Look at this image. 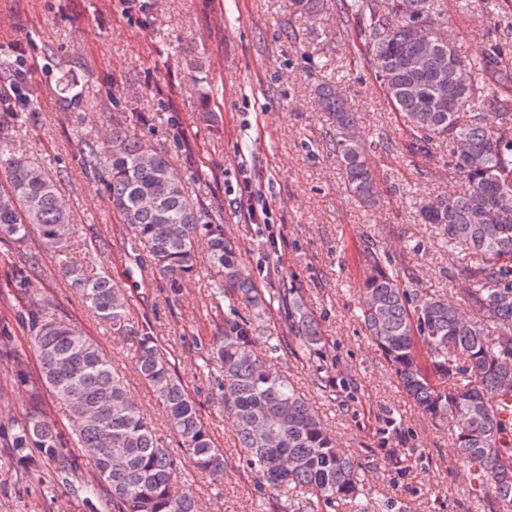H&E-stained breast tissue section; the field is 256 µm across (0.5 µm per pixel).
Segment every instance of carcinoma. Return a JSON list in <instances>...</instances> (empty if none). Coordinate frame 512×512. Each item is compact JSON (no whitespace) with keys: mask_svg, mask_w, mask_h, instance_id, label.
Wrapping results in <instances>:
<instances>
[{"mask_svg":"<svg viewBox=\"0 0 512 512\" xmlns=\"http://www.w3.org/2000/svg\"><path fill=\"white\" fill-rule=\"evenodd\" d=\"M480 8L494 18L511 11L512 0H481ZM294 9L311 24L328 12L356 22L411 155L427 158L448 143V171L461 188L415 194L410 204L434 228L440 248L466 261L463 297L456 303L411 287L409 252L390 254L373 242L356 290L359 318L402 392L430 423L450 432L482 508L512 512V96L497 97L494 112L477 107L486 80L512 87V41L496 37L478 57L461 55L438 28L445 0H294ZM414 22L424 25L426 41L414 38ZM447 66L461 81L444 99ZM187 74L206 108L203 121H215L203 62L191 57ZM315 106L331 120L328 142L347 192L375 205L379 181L369 146L349 135L355 115L334 75L323 76ZM33 117L0 112V245L20 243L32 231L40 242L39 250L21 255L10 281L26 299L14 320L27 332L39 370L10 357L14 387L25 392L30 411L0 425V440L27 467L26 477L46 497L81 493L90 512H199L193 488L180 481L183 461L201 473L224 474V449L178 374L174 351L150 321L132 322L131 295L98 266L101 255L112 254L125 262L126 281L135 286L163 278L170 308L201 269L212 282V303L227 306L212 320L208 341L200 342L195 374L232 422L240 459L257 476L258 512L274 498L298 494L316 499L320 512L338 501L350 503L352 512H374L363 496L359 462L338 446L317 407L256 350L253 318L276 304L284 326L266 338L268 353L304 361L322 392L354 397L299 289L268 287L278 274L272 265L266 276L255 275L238 242L224 233L221 215L187 194L169 151L128 119L78 138L81 165L102 184L115 232L107 239L91 229L77 259L70 201L57 179L15 144ZM45 254L55 257L56 270L92 315L112 335L130 340L135 369L162 404L177 449L157 436L98 341L32 295ZM46 392L67 407L70 426L48 418Z\"/></svg>","mask_w":512,"mask_h":512,"instance_id":"carcinoma-1","label":"carcinoma"}]
</instances>
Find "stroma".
I'll list each match as a JSON object with an SVG mask.
<instances>
[{
    "mask_svg": "<svg viewBox=\"0 0 512 512\" xmlns=\"http://www.w3.org/2000/svg\"><path fill=\"white\" fill-rule=\"evenodd\" d=\"M464 0H448L443 31L464 56H478L495 31L512 30V15L492 21ZM336 21L316 23L293 14L290 0H0V48L23 49L30 83L41 89L40 107L17 142L49 173L61 174L62 193L74 208L75 229L96 225L103 236L115 226L100 187L78 161L77 132H100V122H80L67 105L65 77L76 78L85 106L106 101L113 115L136 107L148 138L167 147L185 173V188L209 209L222 212L228 232L247 261H257L258 226L241 204L244 181L272 212L275 287L300 288L321 324L338 370L352 379L350 402L322 396L308 369L294 359L271 358L289 375L326 423L341 448L361 463L378 512H479L446 433L431 425L403 394L381 353L357 318L355 290L364 276L368 242L400 249L418 245L411 263L418 287L461 298V264L436 243L432 229L410 209L412 193L455 188L445 168L447 146L431 159L404 149L406 133L384 100L367 48L355 27L336 35ZM53 56H45L43 45ZM203 57L215 86L211 109L218 126L199 122L198 96L185 77L189 55ZM335 72L358 117V130L374 144L370 161L380 181V203L368 208L346 192L336 157L326 149L329 124L313 102L323 71ZM392 141V152L380 150ZM36 236L0 247V323L10 349L29 366L37 359L26 332L14 325L22 303L10 288L11 265L37 250ZM164 283L152 279L131 293L133 320H150L157 336L176 344V367L224 450L227 469L216 479L186 467L202 512H256V477L239 460L233 428L195 374L197 337L208 335L210 283L197 276L176 308L165 302ZM36 296L49 299L71 323L95 337L126 377L139 404L160 425L161 407L141 382L127 342L113 337L88 312L79 295L57 276L33 280ZM397 425L380 432L387 418ZM394 457L380 454L379 444ZM0 512H89L81 498L58 499L30 491L0 501Z\"/></svg>",
    "mask_w": 512,
    "mask_h": 512,
    "instance_id": "1",
    "label": "stroma"
}]
</instances>
